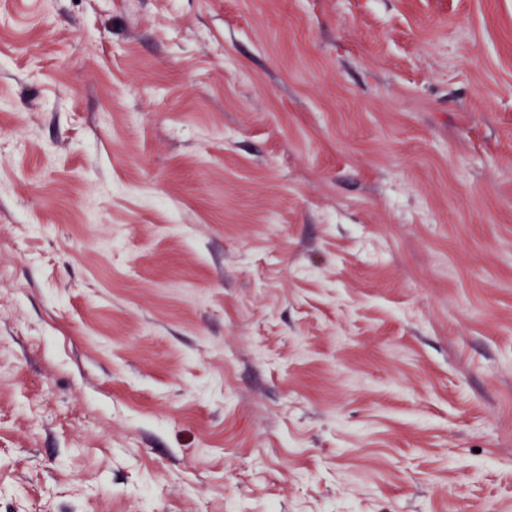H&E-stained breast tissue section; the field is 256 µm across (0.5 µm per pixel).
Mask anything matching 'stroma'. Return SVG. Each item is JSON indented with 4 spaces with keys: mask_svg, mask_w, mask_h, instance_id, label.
<instances>
[{
    "mask_svg": "<svg viewBox=\"0 0 512 512\" xmlns=\"http://www.w3.org/2000/svg\"><path fill=\"white\" fill-rule=\"evenodd\" d=\"M0 512H512V0H0Z\"/></svg>",
    "mask_w": 512,
    "mask_h": 512,
    "instance_id": "1",
    "label": "stroma"
}]
</instances>
